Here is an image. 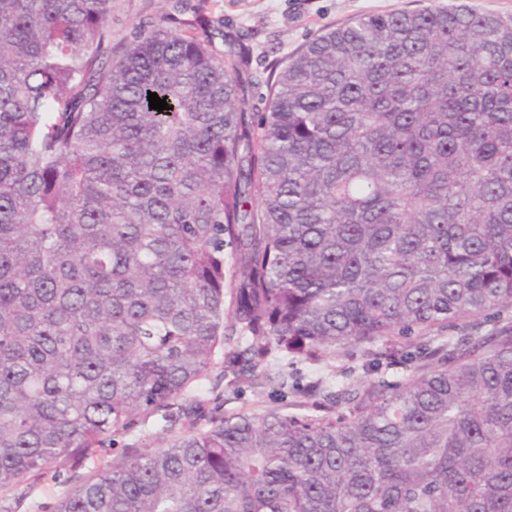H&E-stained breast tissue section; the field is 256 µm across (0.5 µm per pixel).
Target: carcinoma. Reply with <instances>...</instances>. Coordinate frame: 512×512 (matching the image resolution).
<instances>
[{
    "label": "carcinoma",
    "instance_id": "1",
    "mask_svg": "<svg viewBox=\"0 0 512 512\" xmlns=\"http://www.w3.org/2000/svg\"><path fill=\"white\" fill-rule=\"evenodd\" d=\"M111 19L0 0V487L176 421L232 343L257 388L274 353L369 362L300 413L128 451L56 512H512V16L329 27L264 112L199 14ZM465 317L492 327L412 342Z\"/></svg>",
    "mask_w": 512,
    "mask_h": 512
}]
</instances>
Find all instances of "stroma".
Returning a JSON list of instances; mask_svg holds the SVG:
<instances>
[{"label":"stroma","instance_id":"1","mask_svg":"<svg viewBox=\"0 0 512 512\" xmlns=\"http://www.w3.org/2000/svg\"><path fill=\"white\" fill-rule=\"evenodd\" d=\"M455 0H207L204 13L209 32L224 31L251 51V69L258 83L252 92L254 111H264L265 79L274 60L297 51L327 26H338L367 13L415 9ZM198 0H112L114 39L131 36L138 24H146L163 12L192 14ZM360 354L327 355L317 362H297L287 357L270 359L269 382L262 388L247 382L227 384L219 374L191 386L183 400L184 412L176 424L165 423L160 414L141 417L128 432L105 442L96 452L78 459H59L49 469L33 473L0 489V512H54L70 491L92 477L123 451L145 446H162L190 428L207 427L210 418L232 410L278 406L281 380L306 385L318 380L336 382L341 375L361 367Z\"/></svg>","mask_w":512,"mask_h":512}]
</instances>
